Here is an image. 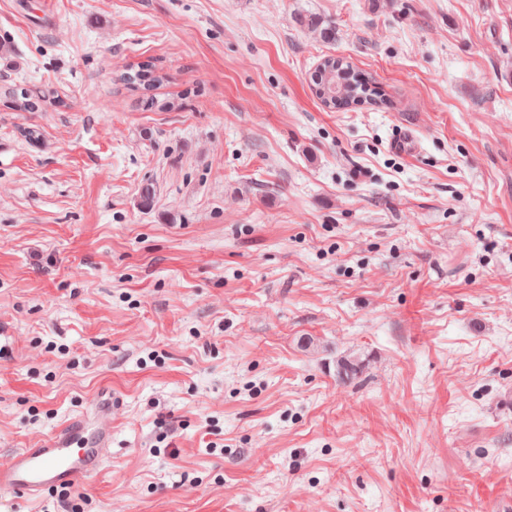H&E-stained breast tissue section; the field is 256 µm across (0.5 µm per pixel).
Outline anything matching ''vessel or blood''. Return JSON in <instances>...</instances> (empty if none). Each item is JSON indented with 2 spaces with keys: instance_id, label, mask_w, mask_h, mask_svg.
I'll return each instance as SVG.
<instances>
[{
  "instance_id": "obj_1",
  "label": "vessel or blood",
  "mask_w": 512,
  "mask_h": 512,
  "mask_svg": "<svg viewBox=\"0 0 512 512\" xmlns=\"http://www.w3.org/2000/svg\"><path fill=\"white\" fill-rule=\"evenodd\" d=\"M112 440V430L82 415L67 421L44 443L24 448L0 462V489L30 496L70 487L98 470L100 450Z\"/></svg>"
}]
</instances>
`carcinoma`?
I'll return each instance as SVG.
<instances>
[{"label": "carcinoma", "mask_w": 512, "mask_h": 512, "mask_svg": "<svg viewBox=\"0 0 512 512\" xmlns=\"http://www.w3.org/2000/svg\"><path fill=\"white\" fill-rule=\"evenodd\" d=\"M123 81L143 92L146 108L160 112L177 109L175 101L160 99L154 91L168 81L167 74L159 70L151 59L130 65L123 75ZM313 90L323 107L336 111L346 109L366 95L369 78L357 73L344 59L334 56L322 58L312 74ZM12 107L22 112H37L42 102L41 96L26 88H9L4 92Z\"/></svg>", "instance_id": "obj_1"}]
</instances>
